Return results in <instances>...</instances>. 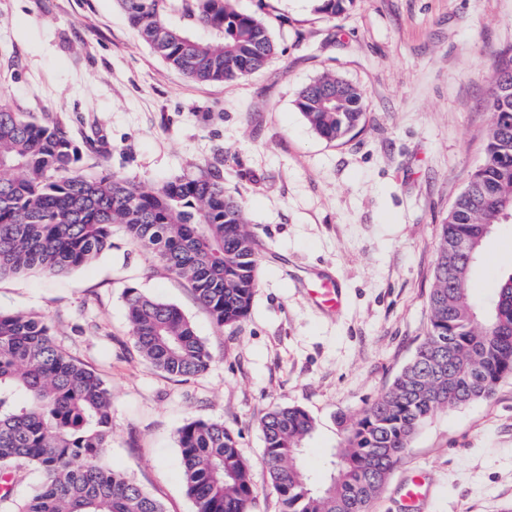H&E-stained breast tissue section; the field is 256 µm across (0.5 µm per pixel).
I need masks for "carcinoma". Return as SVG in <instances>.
Segmentation results:
<instances>
[{"label": "carcinoma", "mask_w": 512, "mask_h": 512, "mask_svg": "<svg viewBox=\"0 0 512 512\" xmlns=\"http://www.w3.org/2000/svg\"><path fill=\"white\" fill-rule=\"evenodd\" d=\"M355 0H313L334 18ZM139 38L196 83H224L262 70L277 46L235 0H118ZM309 127L340 141L359 127L364 94L325 73L298 94ZM485 161L441 224L429 326L391 385L347 424L329 483L295 463L315 431L300 406L261 420V465L282 512H369L420 427L438 410L493 395L512 377V272L476 306L469 281L494 228L512 221V47L498 57L489 98ZM82 148L54 122L0 105V277L58 275L91 263L120 230L168 272L191 284L219 329L241 322L259 286L261 244L241 200L218 172L162 184L79 171ZM467 241L472 251L459 248ZM139 355L174 377L205 373L211 355L184 313L135 288L124 292ZM112 440L105 381L55 343L44 316L0 311V504L8 512H164L162 504L102 462ZM182 476L197 512H251L256 498L237 436L195 419L177 433ZM45 476L29 499L14 497L20 465Z\"/></svg>", "instance_id": "cac0c4a2"}]
</instances>
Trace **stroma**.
I'll list each match as a JSON object with an SVG mask.
<instances>
[{
	"label": "stroma",
	"mask_w": 512,
	"mask_h": 512,
	"mask_svg": "<svg viewBox=\"0 0 512 512\" xmlns=\"http://www.w3.org/2000/svg\"><path fill=\"white\" fill-rule=\"evenodd\" d=\"M277 47L267 67L226 83L168 68L117 0H0V104L54 118L85 146L87 176L162 183L216 171L242 199L262 246L260 286L240 323L216 328L191 286L121 232L92 263L0 277V310L46 317L59 346L112 393L107 460L159 500L196 512L180 477L177 429L223 422L252 468L254 512H280L260 464L261 418L298 405L316 430L299 466L319 481L343 422L380 395L427 333L439 227L485 160L497 55L512 45V0H357L328 18L310 0H237ZM358 85L365 120L338 142L296 108L324 70ZM512 271V223L498 225L473 277L484 305ZM344 288L343 315L308 303L303 278ZM178 306L212 355L171 377L139 355L124 292ZM432 471L428 512H512V379L435 412L370 512H397L400 474Z\"/></svg>",
	"instance_id": "35a3bbf8"
}]
</instances>
